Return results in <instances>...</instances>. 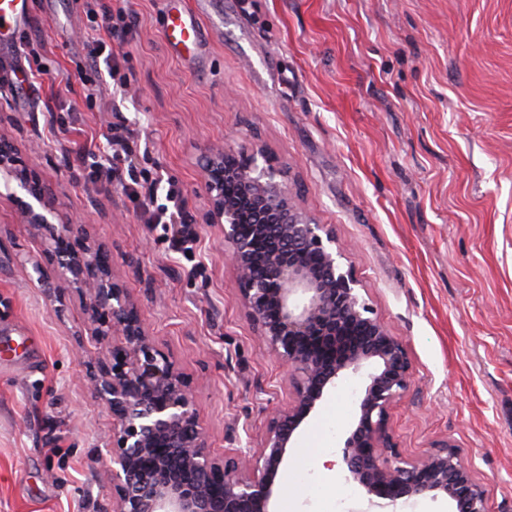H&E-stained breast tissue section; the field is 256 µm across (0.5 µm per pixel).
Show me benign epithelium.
<instances>
[{
    "label": "benign epithelium",
    "mask_w": 512,
    "mask_h": 512,
    "mask_svg": "<svg viewBox=\"0 0 512 512\" xmlns=\"http://www.w3.org/2000/svg\"><path fill=\"white\" fill-rule=\"evenodd\" d=\"M22 179L0 144V177ZM210 222L224 231L247 314L286 367L294 388L288 407L270 416L266 437L247 459L212 456L184 373L155 349L142 313L115 281L99 249L69 243L74 225L51 219L57 203L40 185L32 201L13 199L27 222L55 238L59 263L72 282L91 290L95 335L112 340V364L100 368L94 390L112 410V512H274L275 479L290 442L325 390L343 375L360 376L365 390L346 438V479L369 506L443 494L456 512H488L484 490L456 447L444 441L418 461L399 456L388 429L389 410L412 382L403 343L358 294L359 281L341 266L336 236L297 205L271 166L212 154L203 169ZM252 202H230L224 186Z\"/></svg>",
    "instance_id": "1"
}]
</instances>
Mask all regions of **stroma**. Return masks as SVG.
Returning a JSON list of instances; mask_svg holds the SVG:
<instances>
[{
  "mask_svg": "<svg viewBox=\"0 0 512 512\" xmlns=\"http://www.w3.org/2000/svg\"><path fill=\"white\" fill-rule=\"evenodd\" d=\"M101 2L135 17L112 41L128 94L77 75L83 0H29L0 45V141L81 226L72 243L109 255L156 349L185 373L212 454L257 448L293 393L208 221L210 150L245 161L260 148L331 225L360 296L408 351L413 381L389 416L401 457L449 441L490 512H512V0H211L197 60L163 40L165 0ZM16 64L31 96L9 79ZM111 127L138 156L100 185L76 156ZM157 169L186 201L192 258L128 194ZM27 195L0 178V346L27 339L0 363V512H112V413L92 384L111 345L54 240L13 204ZM358 414L340 389L325 394L277 474L275 512H330L336 499L364 512L341 448L326 463L307 444L322 423L345 440Z\"/></svg>",
  "mask_w": 512,
  "mask_h": 512,
  "instance_id": "35a3bbf8",
  "label": "stroma"
}]
</instances>
